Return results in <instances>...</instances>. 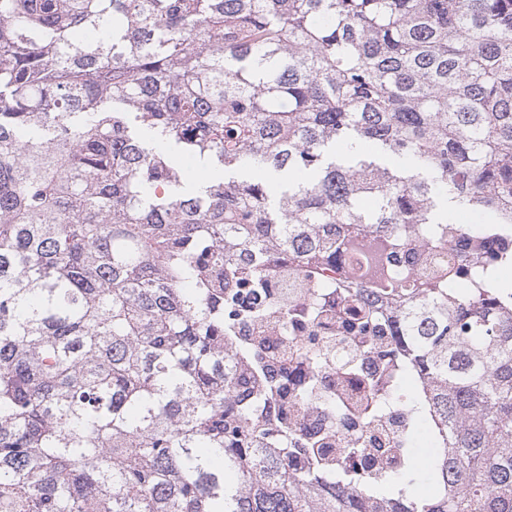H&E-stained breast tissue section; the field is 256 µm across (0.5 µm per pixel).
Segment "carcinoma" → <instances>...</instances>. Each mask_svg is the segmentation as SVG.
<instances>
[{
  "label": "carcinoma",
  "mask_w": 512,
  "mask_h": 512,
  "mask_svg": "<svg viewBox=\"0 0 512 512\" xmlns=\"http://www.w3.org/2000/svg\"><path fill=\"white\" fill-rule=\"evenodd\" d=\"M170 149L226 177L187 190ZM356 226L336 371L370 404L333 452L294 418L323 347L288 388L237 336L288 312L240 292ZM416 243L469 278H413ZM504 267L512 0H0V512H512Z\"/></svg>",
  "instance_id": "carcinoma-1"
}]
</instances>
